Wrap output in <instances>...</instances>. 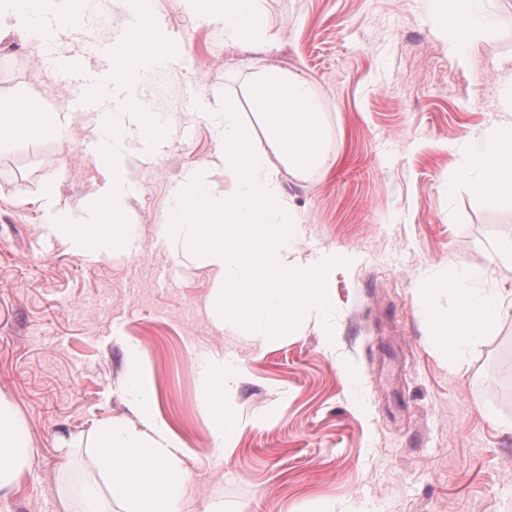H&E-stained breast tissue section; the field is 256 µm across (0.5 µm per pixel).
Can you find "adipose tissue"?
Segmentation results:
<instances>
[{"label":"adipose tissue","mask_w":512,"mask_h":512,"mask_svg":"<svg viewBox=\"0 0 512 512\" xmlns=\"http://www.w3.org/2000/svg\"><path fill=\"white\" fill-rule=\"evenodd\" d=\"M204 25L217 24L224 39L261 45V0H183ZM480 0H429L427 19L447 22L449 50L469 44L487 21ZM85 0H0V32H17L40 45L55 40L81 20ZM504 95L501 115L489 126L473 130L459 143L460 174L478 196L512 195V65L502 64ZM68 115L51 112L41 94L21 93L0 101V142L35 137H62ZM453 293L455 302L437 309L433 300ZM428 304L435 336L455 355L448 365L462 371L459 354L472 337L490 331L493 320L512 313V292L479 293L473 278L457 269L439 277L424 274L419 290ZM148 357L138 344L126 351L121 392L132 418H107L89 435L90 474L78 491L77 512H184L190 471L187 452L172 426L163 418L157 394L145 368ZM204 389L199 408L207 416L215 448L229 446L247 425L232 398L245 376L243 366L221 353L208 354L201 366ZM40 451L13 404L0 396V499L8 498L22 475L32 469Z\"/></svg>","instance_id":"adipose-tissue-1"}]
</instances>
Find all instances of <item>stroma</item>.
Masks as SVG:
<instances>
[{
    "mask_svg": "<svg viewBox=\"0 0 512 512\" xmlns=\"http://www.w3.org/2000/svg\"><path fill=\"white\" fill-rule=\"evenodd\" d=\"M428 6L263 0L265 43L247 50L226 43L220 26L197 25L182 0H154L160 27L189 51L130 90L169 139L128 159L127 216L141 238L123 259L84 258L41 229L47 188L78 218V201L98 190L88 115L70 114L65 141L0 145V396L41 450L0 512H66L63 486L89 472L77 440L130 413L117 386L132 340L187 447L186 512H202L216 490L224 512H512V315L474 337L467 369L453 372L416 295L424 271L484 267L512 241V197L473 195L457 152L497 115L512 0H490L493 25L461 56L448 50L447 26L423 23ZM128 25L121 0H88L84 25L53 50L4 36L0 99L35 90L48 111H65L67 97L51 91L55 52L79 58L77 84L101 83L99 103L111 110L105 74ZM271 65L311 82L334 160L313 176L280 174L303 221L298 246L355 257L328 277L332 352L312 327L263 347L229 330L216 335L203 309L215 272L176 264L155 236L171 187L217 148L198 98L215 109L234 100L265 146L246 80ZM222 349L246 371L235 391L243 415L273 403L280 414L218 452L198 407V364Z\"/></svg>",
    "mask_w": 512,
    "mask_h": 512,
    "instance_id": "35a3bbf8",
    "label": "stroma"
}]
</instances>
